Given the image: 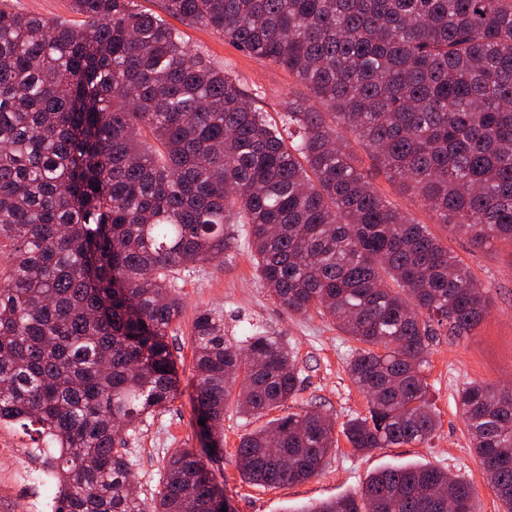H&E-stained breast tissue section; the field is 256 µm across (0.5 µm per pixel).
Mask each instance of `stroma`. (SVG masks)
<instances>
[{
    "instance_id": "35a3bbf8",
    "label": "stroma",
    "mask_w": 512,
    "mask_h": 512,
    "mask_svg": "<svg viewBox=\"0 0 512 512\" xmlns=\"http://www.w3.org/2000/svg\"><path fill=\"white\" fill-rule=\"evenodd\" d=\"M169 23L182 32L191 48L203 52L216 65H229L245 89L262 91L263 107L271 122L281 121L275 108L284 94H304V86L288 72L237 50L212 30L174 17ZM374 183L387 199L417 222L429 225L449 252L470 268L482 287L489 289L493 305L470 334L453 336L440 328L429 343L423 375L438 427L425 443L363 452L352 448L340 435L321 474L298 484L264 488L242 480L237 449L241 436L262 428L268 418H246L235 409H228L224 414V455L210 460L208 467L216 483L223 487L231 512H302L309 504L357 493L374 470L407 464H425L460 476L473 487L480 512L504 510L470 446L456 399L458 390L471 382L512 390V242L497 240L476 245L469 236L435 223L429 210L401 194L397 184L384 175L375 174ZM233 231V247L222 260L179 275L182 312L166 336L177 362V395L166 408L158 410L135 433L124 438L135 461L134 487L140 498H150L169 449L191 448L199 452L204 448L192 402L191 333L200 310L223 311L224 324L230 330H240L242 323L248 321L283 336L299 370L300 389L282 407L273 410L271 416L315 411L339 426L368 411L365 394L346 371L356 341L319 315L292 314L280 305L256 275L245 227L237 224ZM13 468L12 462L0 458V495L11 496V512H32L34 499L29 495L30 489H39L45 497L52 495L54 489L36 486L30 478L13 482Z\"/></svg>"
}]
</instances>
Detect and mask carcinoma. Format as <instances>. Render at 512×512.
Wrapping results in <instances>:
<instances>
[{"instance_id":"obj_1","label":"carcinoma","mask_w":512,"mask_h":512,"mask_svg":"<svg viewBox=\"0 0 512 512\" xmlns=\"http://www.w3.org/2000/svg\"><path fill=\"white\" fill-rule=\"evenodd\" d=\"M82 17L0 3V424L28 425L48 512H221L224 492L190 448L167 455L148 500L116 447L177 394L165 343L181 314L174 274L224 259L249 229L255 271L288 312H315L360 344L347 360L368 397L342 434L359 451L437 429L431 324L474 330L492 299L464 263L382 196L356 142L436 223L512 242V0H163L297 77L279 111L286 143L229 67L192 51L135 0H72ZM193 403L208 457L224 412L262 416L299 391L267 330L193 321ZM472 448L512 512V391L458 390ZM293 460L286 470L269 452ZM336 445L315 412L241 437L239 473L283 486L321 474ZM478 512L470 485L427 465L368 476L358 494L303 512Z\"/></svg>"}]
</instances>
